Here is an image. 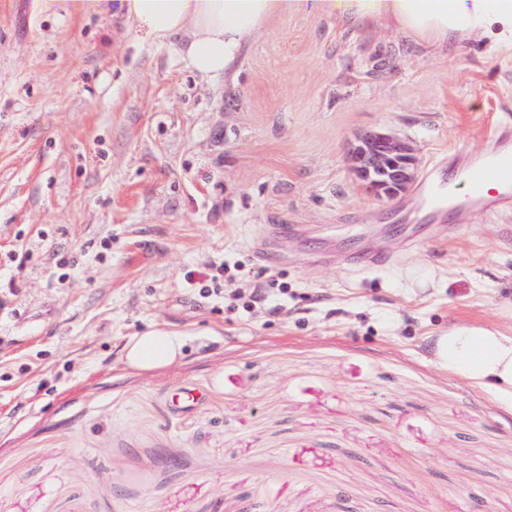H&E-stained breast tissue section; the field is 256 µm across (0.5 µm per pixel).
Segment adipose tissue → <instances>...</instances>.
Masks as SVG:
<instances>
[{
    "label": "adipose tissue",
    "instance_id": "ef3b65f1",
    "mask_svg": "<svg viewBox=\"0 0 512 512\" xmlns=\"http://www.w3.org/2000/svg\"><path fill=\"white\" fill-rule=\"evenodd\" d=\"M129 13L159 39H177L191 71L209 80L223 74L266 18L291 11L327 12L340 18H381L438 42L494 39L512 50V0H128ZM183 340L156 329L130 340L126 367H168ZM433 364L476 387L512 397V335L479 325L453 327L437 336Z\"/></svg>",
    "mask_w": 512,
    "mask_h": 512
}]
</instances>
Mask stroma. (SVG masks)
I'll return each instance as SVG.
<instances>
[{
    "instance_id": "stroma-1",
    "label": "stroma",
    "mask_w": 512,
    "mask_h": 512,
    "mask_svg": "<svg viewBox=\"0 0 512 512\" xmlns=\"http://www.w3.org/2000/svg\"><path fill=\"white\" fill-rule=\"evenodd\" d=\"M505 117L489 39L284 13L204 81L121 0H0V512H512V399L426 349L512 334V211L410 240L352 171L364 132L421 180ZM270 224L295 230L287 313L200 298L188 272L255 270ZM330 241L395 255L327 269ZM153 328L182 358L125 368Z\"/></svg>"
}]
</instances>
